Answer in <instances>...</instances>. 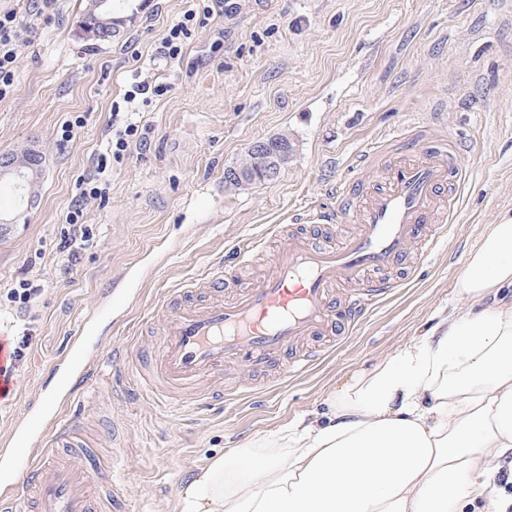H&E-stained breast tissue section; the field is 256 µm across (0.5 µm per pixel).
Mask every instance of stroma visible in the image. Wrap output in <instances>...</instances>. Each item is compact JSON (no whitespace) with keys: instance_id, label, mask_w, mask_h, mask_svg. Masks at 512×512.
I'll return each mask as SVG.
<instances>
[{"instance_id":"1","label":"stroma","mask_w":512,"mask_h":512,"mask_svg":"<svg viewBox=\"0 0 512 512\" xmlns=\"http://www.w3.org/2000/svg\"><path fill=\"white\" fill-rule=\"evenodd\" d=\"M88 0H56L30 20L9 98L0 101V154L32 150L42 159L37 203L0 189V292L24 276L40 284L31 314L0 309V336L32 328L14 390L0 399V443L21 438L5 457L0 496H31L18 475L54 420L82 416L104 462H117L132 512H175L194 471L229 448L313 419L332 395L418 341L465 304L455 288L487 225L512 215V0H238L213 15L180 62L150 64L169 24L193 0H117L116 36H79ZM224 49L211 53L215 40ZM168 84L143 109L146 146L114 165L105 198L84 204L94 239L74 266L57 249L79 176L94 171L110 135L111 106L136 78ZM442 108L439 132L462 142L465 176L447 233L427 257L409 256L398 286L370 306L348 336L313 339L319 357L303 375L278 378L233 364L203 382L224 393L205 410L157 399L131 373L136 351L155 346L167 290L199 278L237 242L279 241L274 224H297L306 202L329 204L333 184L380 183L379 163L358 167L363 150L399 153L394 132ZM82 115L75 140L56 132ZM287 136V165L270 181L224 185L225 168L255 142ZM84 335L85 375L59 383L70 337ZM122 433H101L100 410Z\"/></svg>"}]
</instances>
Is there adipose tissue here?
Here are the masks:
<instances>
[{
	"mask_svg": "<svg viewBox=\"0 0 512 512\" xmlns=\"http://www.w3.org/2000/svg\"><path fill=\"white\" fill-rule=\"evenodd\" d=\"M471 310L378 365L322 418L233 448L179 512H465L512 457V217L488 225L456 281Z\"/></svg>",
	"mask_w": 512,
	"mask_h": 512,
	"instance_id": "ef3b65f1",
	"label": "adipose tissue"
}]
</instances>
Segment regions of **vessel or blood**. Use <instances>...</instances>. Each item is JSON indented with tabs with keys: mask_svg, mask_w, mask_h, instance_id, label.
Segmentation results:
<instances>
[{
	"mask_svg": "<svg viewBox=\"0 0 512 512\" xmlns=\"http://www.w3.org/2000/svg\"><path fill=\"white\" fill-rule=\"evenodd\" d=\"M460 151L457 141L444 137L412 140L405 155L382 158L383 180L364 199H356L353 184L337 186L342 208L319 210L309 219L317 231L336 222L357 224V233L339 246L316 245L296 227L274 225L283 242L269 253L266 274L232 296L224 294L230 268L263 252V239H251L225 263L210 265L183 291L206 289L211 302L170 308L154 360L135 368L140 384L178 400L220 401L223 393L198 387L226 364L244 360L258 371L309 337L347 334L373 301L393 291L388 273L411 244L428 245L444 234L441 214L462 179ZM45 445V461L21 470L32 497L1 501L0 512H130L114 488L97 497L89 493L102 456L81 421L56 426Z\"/></svg>",
	"mask_w": 512,
	"mask_h": 512,
	"instance_id": "b4317fda",
	"label": "vessel or blood"
}]
</instances>
